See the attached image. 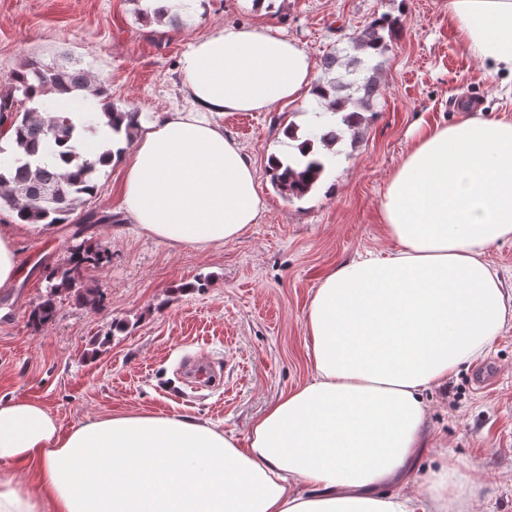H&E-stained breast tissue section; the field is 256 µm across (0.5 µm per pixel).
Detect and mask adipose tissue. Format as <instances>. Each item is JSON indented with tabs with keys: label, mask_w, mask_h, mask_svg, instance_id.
Returning a JSON list of instances; mask_svg holds the SVG:
<instances>
[{
	"label": "adipose tissue",
	"mask_w": 512,
	"mask_h": 512,
	"mask_svg": "<svg viewBox=\"0 0 512 512\" xmlns=\"http://www.w3.org/2000/svg\"><path fill=\"white\" fill-rule=\"evenodd\" d=\"M448 26L512 77V0H448ZM180 75L188 107L138 131L119 160L121 203L143 232L205 249L266 209L219 117L308 106L317 74L267 24L195 40ZM413 135L379 210L391 249L323 276L304 317L311 377L247 440L179 412L115 413L64 433L38 401L0 402V512H475L481 481H459L458 463L416 493L407 471L432 445L425 392L512 323V298L483 259L512 242V120L467 115Z\"/></svg>",
	"instance_id": "1"
}]
</instances>
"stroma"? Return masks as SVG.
Wrapping results in <instances>:
<instances>
[{
	"label": "stroma",
	"mask_w": 512,
	"mask_h": 512,
	"mask_svg": "<svg viewBox=\"0 0 512 512\" xmlns=\"http://www.w3.org/2000/svg\"><path fill=\"white\" fill-rule=\"evenodd\" d=\"M139 8L138 0H0V77L31 58L53 64L79 57L116 106L151 121L183 108L179 62L215 29L281 27L318 65L323 84L324 57L350 34L384 14L402 23L384 55L372 111L345 133L341 160L306 197L287 200L268 161L286 148V125L312 128L314 113L290 105L221 118L267 203L260 223L237 240L201 250L137 234L120 208L121 169L112 167L78 208L102 217L85 225L83 237L106 251L104 264L85 272L103 299L88 309L60 297L55 318L35 328L29 313L46 293L42 269L66 261L74 226L15 237L24 273L0 291V397L41 402L65 431L114 413L179 411L242 440L282 392L311 376L304 315L323 275L388 248L380 201L413 126L453 121L464 103L512 117V81L487 74L458 43L448 0H272L263 9L255 0H193L186 25L164 32L142 23ZM200 280L205 288H197ZM196 353L222 372L201 391L182 386L177 375L182 358ZM483 367L496 379L481 389L475 373ZM426 400L429 434L481 474L478 512H512V325Z\"/></svg>",
	"instance_id": "1"
}]
</instances>
